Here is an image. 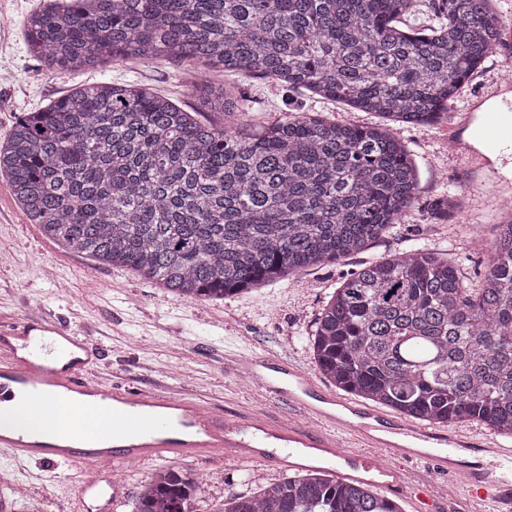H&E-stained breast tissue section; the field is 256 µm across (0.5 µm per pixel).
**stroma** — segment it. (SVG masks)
Wrapping results in <instances>:
<instances>
[{"instance_id":"1","label":"stroma","mask_w":512,"mask_h":512,"mask_svg":"<svg viewBox=\"0 0 512 512\" xmlns=\"http://www.w3.org/2000/svg\"><path fill=\"white\" fill-rule=\"evenodd\" d=\"M42 4L43 0H0V14L7 19L0 26V101L5 104L0 110V142L18 116L85 82H133L165 93L184 109L195 105L182 67L166 57L109 60L91 71L47 74L29 52L23 32L26 17ZM228 82L249 112L263 120L291 106L322 112L339 122L372 120L368 113L285 90L270 79L232 75ZM454 122L448 116L424 128L398 126L396 133L414 155L421 175L418 199L399 232L337 264L222 300L171 298L128 270L98 265L50 241L28 223L6 177L0 176V253L8 256L0 264V314L43 306L66 323L85 328L100 351L96 374L103 382L196 395L229 414L257 408L270 417L286 418V402L260 396L252 381L233 376L229 365L234 358L253 354L283 358L318 379L325 391L335 392V385L316 368L307 337L342 274L365 261L400 252L412 236L467 257L464 272L469 285H476L483 275L494 226L504 214L500 202L503 195L512 196V158L495 161L485 181L469 180L465 161L448 150V131ZM447 190L454 192L461 206L448 220L439 221L431 210ZM187 467L201 477L197 512H219L225 497L257 494L287 476L263 462L221 453L190 461ZM152 471V466L136 464L127 470L119 491H112L104 481L86 492L78 476L62 486L51 469L29 490L41 500L43 512H132L139 488Z\"/></svg>"}]
</instances>
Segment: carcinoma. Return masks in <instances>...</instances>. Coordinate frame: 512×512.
I'll use <instances>...</instances> for the list:
<instances>
[{
  "mask_svg": "<svg viewBox=\"0 0 512 512\" xmlns=\"http://www.w3.org/2000/svg\"><path fill=\"white\" fill-rule=\"evenodd\" d=\"M44 0L23 23L52 72L168 55L268 78L377 118L284 112L250 134L225 83L187 111L133 83H86L21 115L0 175L29 223L98 264L180 299L222 300L366 250L416 202L420 170L392 124L430 126L503 44L496 0ZM213 112L217 126L198 116ZM309 347L337 388L406 418L476 422L512 438V221L483 279L412 242L365 263L321 308ZM199 481L166 468L133 512H195ZM220 512H402L365 482L312 470Z\"/></svg>",
  "mask_w": 512,
  "mask_h": 512,
  "instance_id": "1",
  "label": "carcinoma"
}]
</instances>
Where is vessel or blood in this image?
I'll use <instances>...</instances> for the list:
<instances>
[{
  "mask_svg": "<svg viewBox=\"0 0 512 512\" xmlns=\"http://www.w3.org/2000/svg\"><path fill=\"white\" fill-rule=\"evenodd\" d=\"M495 82L480 102L460 112L454 128L459 155L479 172L512 143V99ZM97 354L84 331L62 324L40 309L0 316V403L25 409L23 427H0V468L19 473L27 465L64 466L78 473L105 460L113 468L165 458L196 459L227 452L259 458L284 469H301L314 458L336 463V475L389 493H408L427 512L436 497L430 483L405 488L397 462L424 459L449 477H461L477 500L512 506V448L474 439L441 425L397 419L319 389L297 365L278 362L282 385L265 373L267 357L241 360L232 372L249 375L264 396L287 401L306 419L298 425L261 412L231 416L204 401L161 389L109 385L94 376ZM74 413L72 431L47 427L59 409ZM107 414L105 425L95 422ZM352 437L359 452L342 447Z\"/></svg>",
  "mask_w": 512,
  "mask_h": 512,
  "instance_id": "obj_1",
  "label": "vessel or blood"
}]
</instances>
